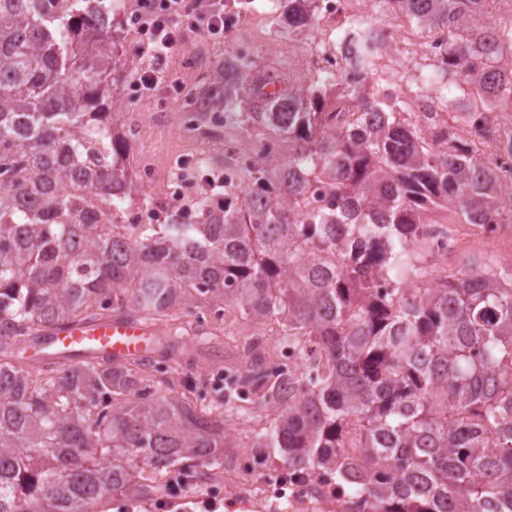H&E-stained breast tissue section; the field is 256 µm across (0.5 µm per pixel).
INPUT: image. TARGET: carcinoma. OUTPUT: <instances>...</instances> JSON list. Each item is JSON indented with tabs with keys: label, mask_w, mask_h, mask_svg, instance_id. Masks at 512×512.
Instances as JSON below:
<instances>
[{
	"label": "carcinoma",
	"mask_w": 512,
	"mask_h": 512,
	"mask_svg": "<svg viewBox=\"0 0 512 512\" xmlns=\"http://www.w3.org/2000/svg\"><path fill=\"white\" fill-rule=\"evenodd\" d=\"M276 25H310L313 0H270ZM489 0H388L393 16L448 33L447 93L512 98V28ZM359 79L292 84L236 54L199 111L237 112L288 142L246 170L224 207L200 199L166 224H123L140 194L106 0H0V512H95L169 475L224 467L226 418L260 394L253 448L285 468H326L368 512H512V269L471 263L410 284L421 211L499 219L493 175L463 143L427 141L381 99L369 49ZM282 327L307 376L269 370L243 345L236 385L173 395L165 353L77 362L23 353L55 331L112 317L182 338L186 288ZM359 449L350 457L345 448Z\"/></svg>",
	"instance_id": "1"
}]
</instances>
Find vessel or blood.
<instances>
[{
  "label": "vessel or blood",
  "instance_id": "obj_1",
  "mask_svg": "<svg viewBox=\"0 0 512 512\" xmlns=\"http://www.w3.org/2000/svg\"><path fill=\"white\" fill-rule=\"evenodd\" d=\"M157 335V329L149 324L104 319L56 331L47 340L46 348L59 357L109 356L123 361L145 355Z\"/></svg>",
  "mask_w": 512,
  "mask_h": 512
}]
</instances>
